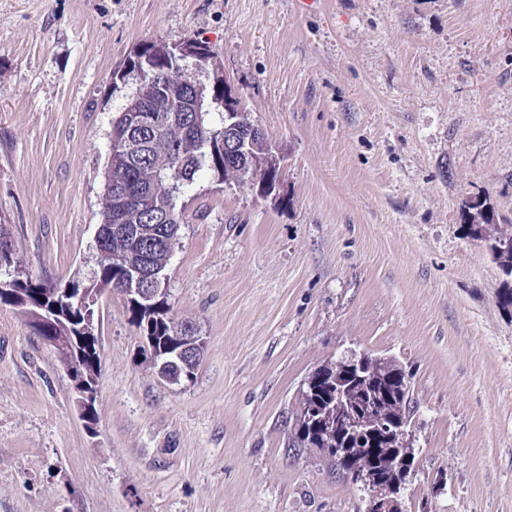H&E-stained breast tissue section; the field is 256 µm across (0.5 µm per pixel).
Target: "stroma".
<instances>
[{"label": "stroma", "mask_w": 512, "mask_h": 512, "mask_svg": "<svg viewBox=\"0 0 512 512\" xmlns=\"http://www.w3.org/2000/svg\"><path fill=\"white\" fill-rule=\"evenodd\" d=\"M216 54L280 158L275 188L201 172L166 269L206 341L159 378L124 296L96 313L97 430L0 305V512H357L291 426L350 352L411 377L407 512H512V314L462 198L512 216V0H0V224L62 285L98 254L112 121L144 43Z\"/></svg>", "instance_id": "obj_1"}]
</instances>
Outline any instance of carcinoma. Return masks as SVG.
Listing matches in <instances>:
<instances>
[{
  "instance_id": "carcinoma-1",
  "label": "carcinoma",
  "mask_w": 512,
  "mask_h": 512,
  "mask_svg": "<svg viewBox=\"0 0 512 512\" xmlns=\"http://www.w3.org/2000/svg\"><path fill=\"white\" fill-rule=\"evenodd\" d=\"M158 81L164 84V92L139 86L128 98L147 108L146 122L136 128L144 142L145 153L138 160V166L126 170L107 162L112 169V180L134 178L140 185L141 193L132 198L126 224L129 230L125 234L112 232L115 217L112 213V186L105 187L100 235L102 237L100 259L91 283L76 284V287H89L98 293L122 291L121 285L128 268L138 266L144 273L154 268L167 267L170 262L174 242L178 239L183 214L177 209L176 199L182 189L194 183L200 171L209 170L218 180L233 181L238 184H250L256 179L275 178L277 162L267 139L253 137L246 151V164L230 158H224V105L238 106L225 96V90L213 92L208 88L203 92L199 111L187 113L191 121L190 129L184 125H161L159 121L167 116L170 98L182 88L187 78L186 69H174L162 61L158 64ZM173 186V192L162 199L150 193L153 184ZM172 207L175 219L165 220L164 209ZM462 217L467 221L468 234L485 242L486 249L497 263L505 280L499 288L497 302L499 307L512 313V224L509 227L499 225L495 233L488 226L494 224L493 211L482 196H470L463 199L460 206ZM14 264L16 276L14 286L0 288V305L16 304L15 295L36 303L51 304L55 288L22 272ZM127 308L133 323L146 337L151 357L169 347L174 342V327L177 322L170 317L172 305L169 299L162 300L157 309L148 311L131 301ZM94 313L88 311H61L53 321H45L46 328L36 329L34 334L55 350L59 362L63 365L80 354L84 358L85 371L92 377H98L99 354L93 344L84 339L83 324L90 323ZM358 388L352 394V400L363 411L365 425L361 430V441L354 444V461L348 463L336 457L329 449L336 447V437L331 436L318 444L302 427L296 425L291 433L292 446L298 448H316L336 467L343 476L351 477L353 471H373L383 482L390 480L388 463L384 458L386 451L393 447L391 431L410 429L414 414V405L410 386L403 387L405 401L392 405L385 401L383 392L395 389L397 385L383 376L370 375L357 382ZM330 391L327 384L303 394L304 406L327 405Z\"/></svg>"
}]
</instances>
